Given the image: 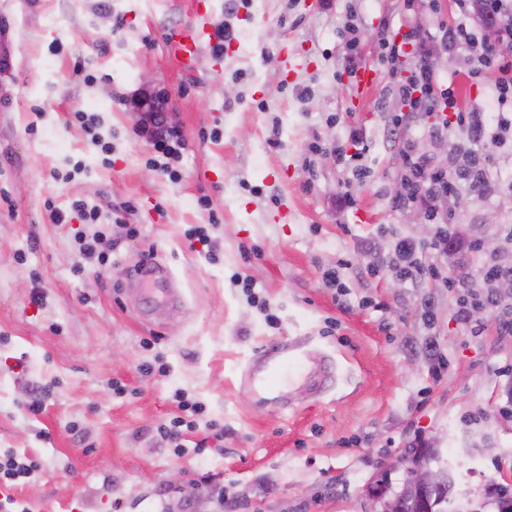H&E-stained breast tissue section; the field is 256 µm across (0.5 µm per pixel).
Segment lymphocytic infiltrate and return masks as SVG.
I'll return each mask as SVG.
<instances>
[{
    "label": "lymphocytic infiltrate",
    "mask_w": 512,
    "mask_h": 512,
    "mask_svg": "<svg viewBox=\"0 0 512 512\" xmlns=\"http://www.w3.org/2000/svg\"><path fill=\"white\" fill-rule=\"evenodd\" d=\"M454 10L459 17L458 24L438 23L436 34L409 27L401 39H394L387 21H380L378 42L387 50L391 60L404 55L406 47H413L419 54L420 64L400 85L410 112L431 115L441 114L440 128L456 124L467 130L476 141L498 143L505 134L512 132V64L503 59L504 49H512V0H453ZM441 39L449 51H464L475 54L476 73H489V88L496 99L499 110L495 118H487L481 112H461L453 90L444 82L430 65L433 39ZM152 110L147 113L142 134L151 140L156 153L174 158L183 143L182 134L176 127H162L159 110L162 102L152 99ZM408 188L399 199V206L416 205L422 208L428 223L434 224L435 232L428 243L420 244L407 237L395 238L390 261L403 278L419 282L435 283L452 289L456 286L453 274L444 271L441 259L447 258L449 250L466 251L481 258L482 281L488 291L483 297L462 302L458 315L463 321H470L481 308L493 305L491 286L501 279L512 278V263L496 254L484 253L481 246L472 239H462L450 230L445 201L456 194L460 185L469 184L492 193L502 187V182L490 174L492 162L489 157L471 156L470 161L478 168L479 177H472L465 167L434 168L423 157L406 155ZM72 208L85 223L94 225L93 233L78 237L77 251L82 259L106 266L109 257L101 251L100 242L104 236L98 223L102 212L98 206L76 200ZM174 398L179 410L178 416L161 424L159 437L172 444L174 450H181L180 438L183 430L194 429L196 417L205 413L203 403L188 399L184 392H175Z\"/></svg>",
    "instance_id": "lymphocytic-infiltrate-1"
}]
</instances>
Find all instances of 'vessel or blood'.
I'll return each mask as SVG.
<instances>
[{"label":"vessel or blood","instance_id":"b4317fda","mask_svg":"<svg viewBox=\"0 0 512 512\" xmlns=\"http://www.w3.org/2000/svg\"><path fill=\"white\" fill-rule=\"evenodd\" d=\"M203 41V33L192 28L177 32L170 39L175 54L185 66L199 53ZM329 377L327 360L309 356L304 342L296 341L271 348L262 366L246 368L243 385L252 399L270 402L287 386L321 391Z\"/></svg>","mask_w":512,"mask_h":512}]
</instances>
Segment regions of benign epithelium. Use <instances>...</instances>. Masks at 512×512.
Instances as JSON below:
<instances>
[{
    "instance_id": "7a95c632",
    "label": "benign epithelium",
    "mask_w": 512,
    "mask_h": 512,
    "mask_svg": "<svg viewBox=\"0 0 512 512\" xmlns=\"http://www.w3.org/2000/svg\"><path fill=\"white\" fill-rule=\"evenodd\" d=\"M407 478L400 491L387 495L379 482L370 484L365 496L372 503L368 512H401L409 505L415 512H434L438 504L436 491L444 486V472L430 467L422 448L406 451Z\"/></svg>"
}]
</instances>
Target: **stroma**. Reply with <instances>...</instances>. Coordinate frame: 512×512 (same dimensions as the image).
I'll list each match as a JSON object with an SVG mask.
<instances>
[{"instance_id":"1","label":"stroma","mask_w":512,"mask_h":512,"mask_svg":"<svg viewBox=\"0 0 512 512\" xmlns=\"http://www.w3.org/2000/svg\"><path fill=\"white\" fill-rule=\"evenodd\" d=\"M233 4L0 0L11 53L0 67V448L41 464L13 496L32 512H367L366 486L385 474L399 488L403 455L422 441L437 451L432 468L452 470L454 501L497 512L486 489L512 483V335L472 334L457 316L461 292L398 281L383 262L395 235L414 234L392 206L405 144L444 168L488 154L493 173L512 178V140L478 143L456 127L438 135L431 116L393 125L408 110L397 83L418 59L383 65L378 24L430 31L454 20L451 0ZM354 14L358 65L377 74L364 94L340 39ZM222 22L234 34L223 55L203 47L184 70L170 33ZM474 67L452 54L438 69L465 112L489 107ZM145 92L183 133L168 173L139 133ZM77 109L111 141L110 162ZM354 127L364 146L351 142ZM345 189L356 205L335 212ZM78 198L105 212L131 203L125 221L139 231L121 244L104 238L108 267L81 277L74 244L89 226L70 211ZM49 201L65 223L51 222ZM448 206L484 237L512 228V191L463 186ZM200 224L214 251L190 241ZM252 244L263 255L244 262L240 248ZM147 254L183 302L155 304L139 272ZM330 269L343 290L324 284ZM240 273L276 324L235 285ZM295 340L335 361V384L254 402L243 367ZM158 357L166 374H142ZM116 380L126 394L113 392ZM45 384L53 396L31 415L28 397ZM178 389L205 404L206 424L223 425L222 441L206 424L186 435L183 454L161 440Z\"/></svg>"}]
</instances>
